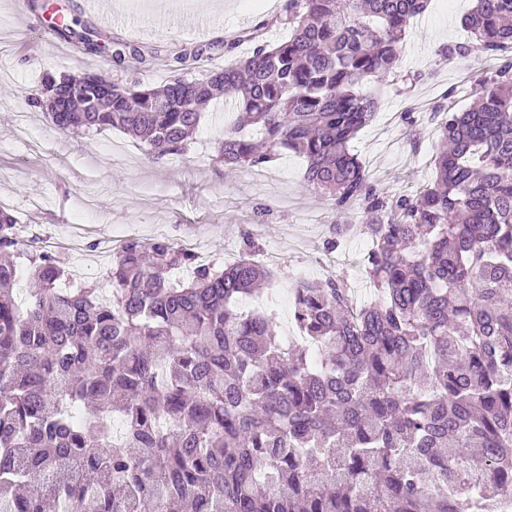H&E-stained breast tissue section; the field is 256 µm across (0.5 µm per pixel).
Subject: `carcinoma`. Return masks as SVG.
I'll list each match as a JSON object with an SVG mask.
<instances>
[{"label": "carcinoma", "mask_w": 512, "mask_h": 512, "mask_svg": "<svg viewBox=\"0 0 512 512\" xmlns=\"http://www.w3.org/2000/svg\"><path fill=\"white\" fill-rule=\"evenodd\" d=\"M428 0H288V38L257 31L166 57L65 19L56 37L122 69L173 73L104 96L46 72L26 97L59 130L117 129L156 161L183 157L224 102L226 169L306 160L305 188L363 202L377 295L303 281L289 343L267 309L273 273L217 270L163 237L113 253L111 297L63 289L67 264L22 253L0 207V512H502L512 504V66L465 112L433 113L446 148L416 196L368 186L350 143L374 115L362 87L397 76ZM460 52L512 47V0H475ZM253 50L220 67L233 44ZM205 66L199 77L184 72ZM189 270L177 278L175 271ZM38 288L21 301L23 275ZM123 434L114 437L113 418Z\"/></svg>", "instance_id": "cac0c4a2"}]
</instances>
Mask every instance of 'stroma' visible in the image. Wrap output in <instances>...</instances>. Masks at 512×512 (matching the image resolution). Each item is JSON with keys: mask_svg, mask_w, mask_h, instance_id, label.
Returning <instances> with one entry per match:
<instances>
[{"mask_svg": "<svg viewBox=\"0 0 512 512\" xmlns=\"http://www.w3.org/2000/svg\"><path fill=\"white\" fill-rule=\"evenodd\" d=\"M0 0V201L16 215L18 236L37 240L64 257L66 287L105 286L112 253L128 238L165 237L216 268L238 260L242 237L251 234L254 259L274 274L271 307L278 326L292 324L291 298L298 281L343 279L367 299L374 286L366 273L370 238L361 202L337 209L332 198L302 186L305 161L287 153L265 169L264 191L249 171L214 161L224 130V107L208 108L183 160L156 162L119 131L72 138L60 133L25 98L45 72L81 76L106 70L48 34L44 17ZM287 0H99L113 18L112 34L143 46L173 49L256 30L263 39L287 38L281 21ZM471 0H430L403 41L394 83L368 82L378 106L351 143L370 184L388 196L413 195L432 177L440 143L429 119L437 106L460 112L477 98V84L512 62V52L466 56L450 49L466 42L463 19ZM209 19L206 30L195 17ZM344 234L336 250L325 244L331 224Z\"/></svg>", "mask_w": 512, "mask_h": 512, "instance_id": "1", "label": "stroma"}]
</instances>
